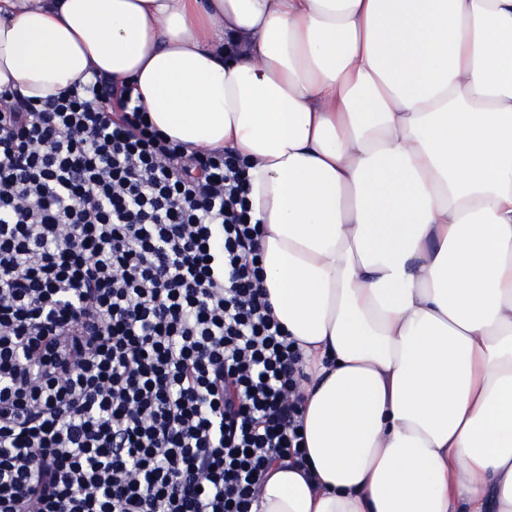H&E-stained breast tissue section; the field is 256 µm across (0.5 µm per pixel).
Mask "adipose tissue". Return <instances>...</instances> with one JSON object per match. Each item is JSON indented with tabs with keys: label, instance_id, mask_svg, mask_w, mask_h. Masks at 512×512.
Masks as SVG:
<instances>
[{
	"label": "adipose tissue",
	"instance_id": "obj_1",
	"mask_svg": "<svg viewBox=\"0 0 512 512\" xmlns=\"http://www.w3.org/2000/svg\"><path fill=\"white\" fill-rule=\"evenodd\" d=\"M97 75L249 163L308 461L250 512H512V0H0V91Z\"/></svg>",
	"mask_w": 512,
	"mask_h": 512
}]
</instances>
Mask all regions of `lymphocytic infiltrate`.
<instances>
[{
  "instance_id": "obj_1",
  "label": "lymphocytic infiltrate",
  "mask_w": 512,
  "mask_h": 512,
  "mask_svg": "<svg viewBox=\"0 0 512 512\" xmlns=\"http://www.w3.org/2000/svg\"><path fill=\"white\" fill-rule=\"evenodd\" d=\"M128 91L0 93V512H249L305 461L248 164Z\"/></svg>"
}]
</instances>
